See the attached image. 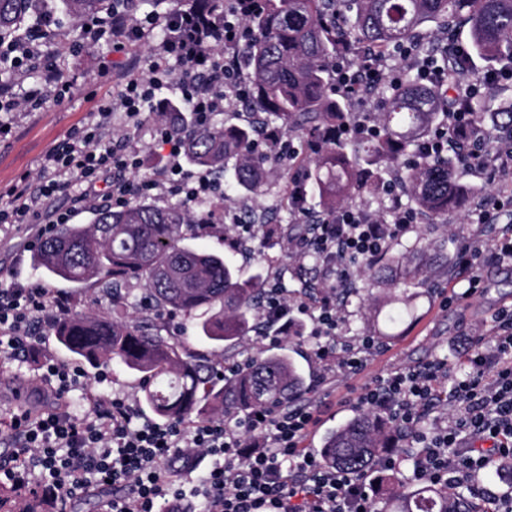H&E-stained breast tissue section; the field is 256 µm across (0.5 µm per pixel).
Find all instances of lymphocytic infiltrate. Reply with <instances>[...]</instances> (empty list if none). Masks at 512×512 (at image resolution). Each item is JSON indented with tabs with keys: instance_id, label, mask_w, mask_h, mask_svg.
I'll return each mask as SVG.
<instances>
[{
	"instance_id": "1",
	"label": "lymphocytic infiltrate",
	"mask_w": 512,
	"mask_h": 512,
	"mask_svg": "<svg viewBox=\"0 0 512 512\" xmlns=\"http://www.w3.org/2000/svg\"><path fill=\"white\" fill-rule=\"evenodd\" d=\"M263 7L264 0H224L223 10L212 13L195 8L171 13L163 38L144 59L119 72L115 101L100 104L90 122L45 153L41 184L34 188L20 182L0 199V223L21 224L39 216L43 198L74 183L80 201L102 197L116 208L153 191L182 194L190 201L210 199L212 177L185 170L182 140L169 130L161 132V143L169 148L165 164L138 181L125 177L127 170L138 169L137 155L114 148L112 141L143 124L146 104L164 83H175L198 126L247 101L245 57L253 33L245 19ZM84 23L86 44L106 38L118 53L136 49L148 36L125 0H116L107 17H88ZM43 39L40 26L0 38V113L37 111L48 89L71 87L60 65L43 64ZM27 67L39 69L40 83L16 94L14 74ZM386 71L392 78L400 76L399 70H388L382 52L364 54L356 66L339 56L336 88L361 96ZM486 86V81L466 78L455 84L444 99L441 129L426 150H447L449 130L460 139L470 137L472 115L458 102ZM417 219V212L399 206L384 217L351 204L318 217L310 234L289 237V256L319 255L324 290L302 298L269 280L260 317L270 324L293 313L310 319L319 379L357 376L380 353L374 337H345L347 318L336 290L349 278L348 260H374ZM489 254L498 263L512 264V225L500 228L491 251L475 245L458 248L457 267L467 287L463 294L448 295L444 306L480 292ZM69 311V297L55 289L1 286L0 351L28 355L43 341L42 326ZM463 345L461 372L437 358L374 377L356 397L359 405L387 415L403 437L418 445L412 459L416 480L476 483L489 468L500 470L512 461V305L498 308ZM319 420V408L307 406L205 422H159L142 413L135 396L105 397L88 389L78 417L63 405L40 413L13 412L7 431H0V443L11 449L8 460L0 462V485L32 494L52 492L59 512H70L73 500L107 486L112 489L108 512H374L365 475L327 466L305 448ZM206 456L218 457V464L201 469Z\"/></svg>"
}]
</instances>
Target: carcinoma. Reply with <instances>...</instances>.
Wrapping results in <instances>:
<instances>
[{
  "mask_svg": "<svg viewBox=\"0 0 512 512\" xmlns=\"http://www.w3.org/2000/svg\"><path fill=\"white\" fill-rule=\"evenodd\" d=\"M33 0H0V37L16 33L33 17ZM78 18L104 17L114 0H63ZM254 33L248 47L250 103L263 113L262 124L279 138L302 132L316 144L302 154L275 155L259 138L258 127L210 121L186 143L188 163L220 177L232 171L235 190L258 197L264 165L305 164L312 192L323 212L363 195L382 211L402 200L389 197L384 173L407 158V205L429 216L465 209L476 189L461 181L458 164L466 158L448 135L444 154L422 150L439 128L445 88L403 73L396 85L378 87L379 112L368 120L375 130L346 142L328 136L357 120L344 99L332 91L333 64L354 48L387 51L417 43L434 25L443 29L439 54L454 75L484 78L512 65V0H266L247 19ZM467 28L461 41L458 29ZM494 100L477 95L462 101L473 114L475 133L482 116L495 117L492 137L512 140V86L490 84ZM156 119L173 128L185 118L164 104ZM199 215L182 206L159 207L146 199L119 210L103 208L88 224H64L37 251L44 274L73 285L97 282L109 295L107 315L72 312L48 328L71 358L91 365L112 361L143 378L146 407L162 420H210L271 405L287 406L306 387V377L286 349L259 350L240 370L224 373V361L199 353L197 338L235 349L254 328L265 279L241 278L224 256L186 244L185 227ZM404 254H390L380 265L358 272L366 295L379 292L411 315V296H393L419 275ZM196 316L198 336L169 333V320ZM224 377H219V374ZM394 426L365 411L330 429L323 439V461L376 475L390 495L378 512H478L474 494L451 486L403 487L377 472L379 456L390 448Z\"/></svg>",
  "mask_w": 512,
  "mask_h": 512,
  "instance_id": "carcinoma-1",
  "label": "carcinoma"
}]
</instances>
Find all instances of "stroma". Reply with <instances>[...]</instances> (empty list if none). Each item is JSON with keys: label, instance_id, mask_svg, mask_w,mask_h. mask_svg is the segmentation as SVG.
<instances>
[{"label": "stroma", "instance_id": "obj_1", "mask_svg": "<svg viewBox=\"0 0 512 512\" xmlns=\"http://www.w3.org/2000/svg\"><path fill=\"white\" fill-rule=\"evenodd\" d=\"M40 11L51 19L43 50L49 58L64 64L73 86L62 96L56 91H49L38 111L12 114V133L0 140V196L7 194L21 179L37 182L43 155L66 139L74 129L81 127L100 102L116 97L119 92L117 81L104 78L103 72L121 65L123 55L113 52L111 45L104 40L91 48L79 43L81 29L74 26L66 14L62 0H41ZM154 127L153 119H146L140 128L127 130L123 141L126 151L137 154L139 170L143 173L161 166L167 152L166 146L156 138ZM464 179L478 188L472 207L495 210V223L512 224V205L504 202L505 197L512 195V173L492 181L485 173L469 170ZM418 223L419 226L431 225V238L447 240L448 252L452 255L464 242L487 239L492 235L490 226L472 223L470 216L453 212L444 223L431 222L426 216L419 217ZM30 234L31 228L25 224L0 229V282L43 281L44 275L35 266L32 252L24 248ZM417 236V229H413L389 245L392 253L409 252L413 264L431 271L427 280L415 281L411 289L415 306L412 318L393 324L386 314L370 313L367 307L359 305L352 293L353 288L359 285L358 280H350L348 287L341 292L340 301L352 335L376 337L384 351L374 357L362 374L354 378L340 377L329 385L327 406L322 410L319 424L305 441L307 448L321 451L324 435L357 414V407L349 404L347 398L372 377L398 365L416 366L435 358L447 359L449 367H456L460 360L461 337L474 333L498 308L512 303V266L489 262L482 270V293L465 300L462 306L441 307V293L460 286L458 268L454 265L447 268L438 266L432 250L416 246ZM187 238L191 245L223 254L239 269L242 277L256 274L267 278L279 277L289 291H298L300 287L295 275L298 262L284 258L281 247L262 253L241 247L233 231L221 224L206 235L198 234L196 228H189ZM308 332L307 320L296 318L288 328L278 330L272 341L250 333L237 347L233 360L244 362L256 350L270 347L275 341L287 342L289 337L299 334L303 340L294 348L292 355L303 369L307 381H314L317 364ZM41 373L39 358L0 359V420L8 419L15 409V395L20 390L25 393V408L32 411H47L64 403L72 412H79L82 389L72 388L64 398H56L41 384ZM85 373L87 385L98 393L136 395L140 392V378L118 365L89 366Z\"/></svg>", "mask_w": 512, "mask_h": 512}]
</instances>
